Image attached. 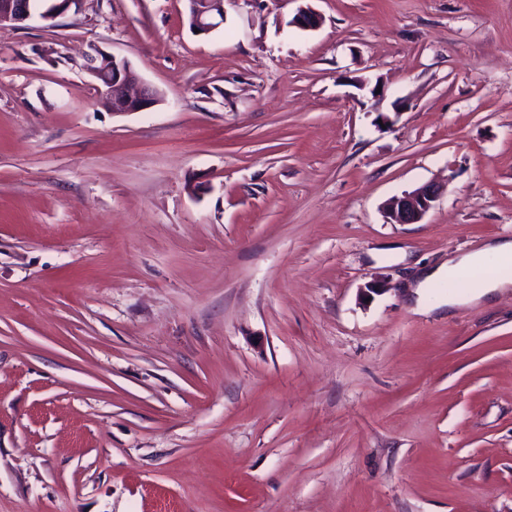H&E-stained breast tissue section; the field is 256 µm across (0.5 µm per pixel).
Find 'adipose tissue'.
<instances>
[{
    "label": "adipose tissue",
    "instance_id": "1",
    "mask_svg": "<svg viewBox=\"0 0 512 512\" xmlns=\"http://www.w3.org/2000/svg\"><path fill=\"white\" fill-rule=\"evenodd\" d=\"M489 270L482 284L484 295H491L512 286V240H496L484 248L449 259L448 263L424 272L418 282L425 288L445 278L454 270Z\"/></svg>",
    "mask_w": 512,
    "mask_h": 512
}]
</instances>
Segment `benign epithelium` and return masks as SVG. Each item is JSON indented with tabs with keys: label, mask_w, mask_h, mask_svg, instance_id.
I'll return each mask as SVG.
<instances>
[{
	"label": "benign epithelium",
	"mask_w": 512,
	"mask_h": 512,
	"mask_svg": "<svg viewBox=\"0 0 512 512\" xmlns=\"http://www.w3.org/2000/svg\"><path fill=\"white\" fill-rule=\"evenodd\" d=\"M81 0H48L44 10L38 11L33 0H0V26L32 18L52 21L79 6ZM190 26L207 33L224 22V0H188ZM86 71L97 81L100 97L115 114L142 111L160 102L156 91L135 82L129 74L125 59L97 47L85 57ZM441 193L435 184H427L416 191L392 199L387 207V218L397 224H417L433 207Z\"/></svg>",
	"instance_id": "benign-epithelium-1"
}]
</instances>
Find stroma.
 <instances>
[{
    "mask_svg": "<svg viewBox=\"0 0 512 512\" xmlns=\"http://www.w3.org/2000/svg\"><path fill=\"white\" fill-rule=\"evenodd\" d=\"M224 11L0 27V512H512V291L409 288L512 239V0ZM190 26L207 33L224 22V0H188ZM84 67L97 81L100 97L113 113L139 112L160 102L153 88L130 77L125 59L93 47L86 54ZM441 193L435 184H427L416 191L392 199L387 207V218L397 224H417L433 207Z\"/></svg>",
    "mask_w": 512,
    "mask_h": 512,
    "instance_id": "35a3bbf8",
    "label": "stroma"
}]
</instances>
